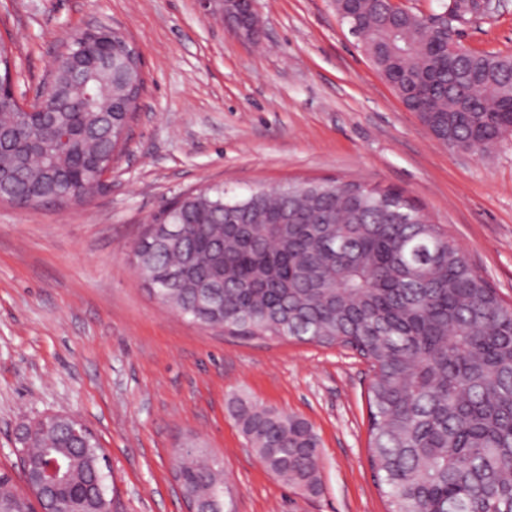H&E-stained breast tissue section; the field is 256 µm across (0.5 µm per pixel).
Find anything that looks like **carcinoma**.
<instances>
[{
    "mask_svg": "<svg viewBox=\"0 0 512 512\" xmlns=\"http://www.w3.org/2000/svg\"><path fill=\"white\" fill-rule=\"evenodd\" d=\"M358 26L373 64L430 134L450 148L484 152L512 134V56L448 52L457 24L479 15L476 0L420 15L390 0H336ZM12 49L0 37V78ZM123 61L72 81L57 66L49 93L52 125L76 128L59 151L24 158L0 153V201L29 209L82 204L100 190L72 170L80 154L106 162L122 150L116 129L137 102L124 97ZM18 109L0 93V127ZM176 224L183 250L157 248L143 276L165 304L230 336L294 338L339 346L373 370L371 461L391 512H512V305H506L464 251L403 192L356 180L289 183L236 194L207 187L152 218ZM224 280V309L199 295ZM264 466L309 495L321 492L318 436L304 419L246 398L230 402ZM64 433L28 449L42 453ZM186 492L207 512H225L224 481L204 448L174 455ZM0 512H33L0 473Z\"/></svg>",
    "mask_w": 512,
    "mask_h": 512,
    "instance_id": "cac0c4a2",
    "label": "carcinoma"
}]
</instances>
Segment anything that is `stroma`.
<instances>
[{
  "label": "stroma",
  "instance_id": "1",
  "mask_svg": "<svg viewBox=\"0 0 512 512\" xmlns=\"http://www.w3.org/2000/svg\"><path fill=\"white\" fill-rule=\"evenodd\" d=\"M258 42L200 0H0L17 90L35 97L71 33L105 22L136 45L140 116L91 202L0 203V472L25 490L15 432L49 413L85 423L108 456L113 512H184L173 452L208 449L236 512H388L369 445V364L350 350L237 338L154 298L132 249L168 201L358 179L401 190L512 304V135L482 154L433 138L340 20L335 0H258ZM512 54V0L463 25ZM308 420L322 491L271 474L228 410L232 394Z\"/></svg>",
  "mask_w": 512,
  "mask_h": 512
}]
</instances>
